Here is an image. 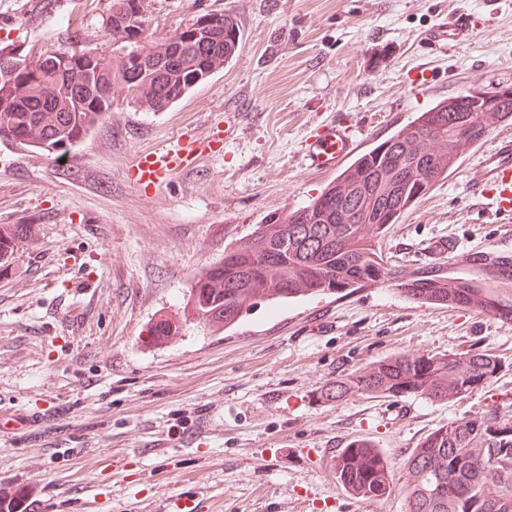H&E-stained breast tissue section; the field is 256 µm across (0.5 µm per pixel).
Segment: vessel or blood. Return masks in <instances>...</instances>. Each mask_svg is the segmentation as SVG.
I'll return each mask as SVG.
<instances>
[{
  "mask_svg": "<svg viewBox=\"0 0 512 512\" xmlns=\"http://www.w3.org/2000/svg\"><path fill=\"white\" fill-rule=\"evenodd\" d=\"M479 24V17L472 12L449 14L425 31L421 48L428 52L447 51L470 40ZM210 148L209 141L187 133L179 135L161 148L138 155L132 177L138 186L159 187L194 167ZM359 151L357 136L340 120L324 124L304 144L309 165L320 171L347 168ZM467 177L473 198L491 201L501 223H512V136L498 138L494 148L483 152L470 167Z\"/></svg>",
  "mask_w": 512,
  "mask_h": 512,
  "instance_id": "vessel-or-blood-1",
  "label": "vessel or blood"
}]
</instances>
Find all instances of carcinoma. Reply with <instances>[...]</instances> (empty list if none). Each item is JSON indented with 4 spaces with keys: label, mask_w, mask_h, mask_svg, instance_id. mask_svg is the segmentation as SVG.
Segmentation results:
<instances>
[{
    "label": "carcinoma",
    "mask_w": 512,
    "mask_h": 512,
    "mask_svg": "<svg viewBox=\"0 0 512 512\" xmlns=\"http://www.w3.org/2000/svg\"><path fill=\"white\" fill-rule=\"evenodd\" d=\"M148 0H112L102 18L104 37L112 54L66 41L63 58L49 68L41 55L1 47L0 61L23 57L18 72L0 71V134L20 146L67 158L94 132L112 100L103 91L125 92L147 112H165L206 81L213 66L231 62L242 33L230 13H205L210 23L199 31H182V49L168 55L166 38L149 41L160 63L143 72L136 90L120 79L123 66L135 67L138 33L149 30ZM90 74L94 91L82 90ZM512 117V87L441 102L418 115L406 127L356 157L336 182L307 205L276 220L271 234L258 226L245 248H229L224 259L197 276L189 302L197 319L208 325L237 323L251 300V289H271L265 300L294 299L309 294H352L387 284L421 303H448L459 308L479 298L499 321L512 324V295L498 287L512 284V263L499 256L457 271L445 264L426 266L411 278L401 277L381 251L368 244L367 229L383 237L403 213L433 187L448 179V150L462 142H480L486 135L483 114ZM434 142L439 153H419L415 146ZM16 224L0 233V258L26 236ZM502 364L479 350L426 355L417 360L402 354L341 375L327 383L322 397L340 401L354 392L391 397L415 396L433 402L465 397L484 389ZM376 462L355 467L339 456V484L353 488L363 500L384 496L390 488L389 460L383 450L365 443ZM415 474L407 487L406 512H512V418L489 412L453 420L428 435L403 461Z\"/></svg>",
    "instance_id": "cac0c4a2"
}]
</instances>
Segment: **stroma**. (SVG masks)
Returning a JSON list of instances; mask_svg holds the SVG:
<instances>
[{
  "instance_id": "1",
  "label": "stroma",
  "mask_w": 512,
  "mask_h": 512,
  "mask_svg": "<svg viewBox=\"0 0 512 512\" xmlns=\"http://www.w3.org/2000/svg\"><path fill=\"white\" fill-rule=\"evenodd\" d=\"M149 2L156 37L200 12L233 14L243 33L234 62L165 112L116 94L67 158L95 186L0 139V225L28 227L0 259V503L38 512H405L402 463L424 438L465 416L512 418V325L385 284L258 302L220 329L194 320L187 291L265 217L288 215L336 179L303 156L322 124L346 118L368 149L437 103L512 87V0ZM110 4L57 0L31 23V0H0V47L45 55L65 37L106 46ZM457 10L479 14V32L424 55V31ZM421 69L428 84L416 89L408 78ZM217 127L221 149L193 169L157 189L129 182L139 152ZM478 156L464 148L447 180L380 239L401 277L434 263L427 243L449 234L460 247L445 262L458 269L474 251L512 254V233L470 200L467 170ZM105 251L112 264L101 263ZM168 311L181 334L151 347L145 328ZM101 338L111 357L97 356ZM418 347L473 348L503 367L460 400L319 399L336 377ZM357 439L381 448L395 472L374 502L322 479L326 460ZM89 458L99 467L87 468Z\"/></svg>"
}]
</instances>
